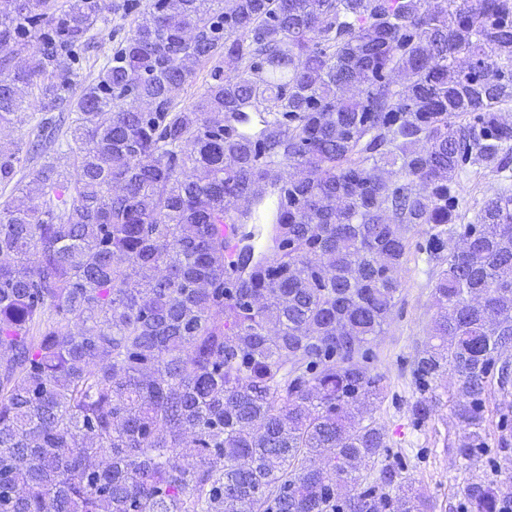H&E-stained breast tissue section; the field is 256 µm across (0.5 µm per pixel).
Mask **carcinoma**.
<instances>
[{
  "label": "carcinoma",
  "instance_id": "cac0c4a2",
  "mask_svg": "<svg viewBox=\"0 0 512 512\" xmlns=\"http://www.w3.org/2000/svg\"><path fill=\"white\" fill-rule=\"evenodd\" d=\"M101 11L0 0V128L25 88L48 113L0 140L25 191L0 208V512H431L360 400L385 395L371 344L426 224L448 257L410 411L455 373V451L487 453L486 395L512 385V0H155L75 98ZM65 125L74 174L22 183ZM468 163L498 188L460 251ZM461 495L501 512L512 489ZM213 64L208 63L197 68L195 74L192 75L184 89L179 93L176 99L177 108H188L198 101L208 84L212 82L210 70Z\"/></svg>",
  "mask_w": 512,
  "mask_h": 512
}]
</instances>
